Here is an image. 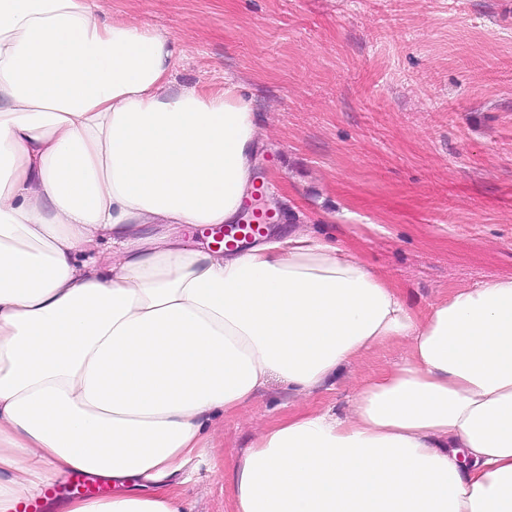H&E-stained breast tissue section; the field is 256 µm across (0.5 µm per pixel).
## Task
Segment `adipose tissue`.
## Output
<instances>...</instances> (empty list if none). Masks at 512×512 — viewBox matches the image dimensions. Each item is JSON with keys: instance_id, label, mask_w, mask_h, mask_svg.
I'll use <instances>...</instances> for the list:
<instances>
[{"instance_id": "1", "label": "adipose tissue", "mask_w": 512, "mask_h": 512, "mask_svg": "<svg viewBox=\"0 0 512 512\" xmlns=\"http://www.w3.org/2000/svg\"><path fill=\"white\" fill-rule=\"evenodd\" d=\"M98 10L0 0V512L74 471L114 492L67 512H183L178 473L274 374L299 408L224 470L231 512H512V277L418 309L298 227L192 247L238 219L256 113ZM399 340L345 410L312 405ZM405 355L406 345L403 342L389 343L369 353L359 366L338 371L326 387L315 395V404L341 410L363 373L391 368L401 362Z\"/></svg>"}]
</instances>
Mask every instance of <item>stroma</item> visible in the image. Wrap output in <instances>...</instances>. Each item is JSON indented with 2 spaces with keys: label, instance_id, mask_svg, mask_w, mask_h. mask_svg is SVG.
<instances>
[{
  "label": "stroma",
  "instance_id": "35a3bbf8",
  "mask_svg": "<svg viewBox=\"0 0 512 512\" xmlns=\"http://www.w3.org/2000/svg\"><path fill=\"white\" fill-rule=\"evenodd\" d=\"M175 35L177 86L236 84L263 132L280 228L304 222L357 250L422 309L512 277V0H100ZM402 342L314 397L343 408ZM272 377L183 472L188 512H228L223 465L291 403Z\"/></svg>",
  "mask_w": 512,
  "mask_h": 512
}]
</instances>
